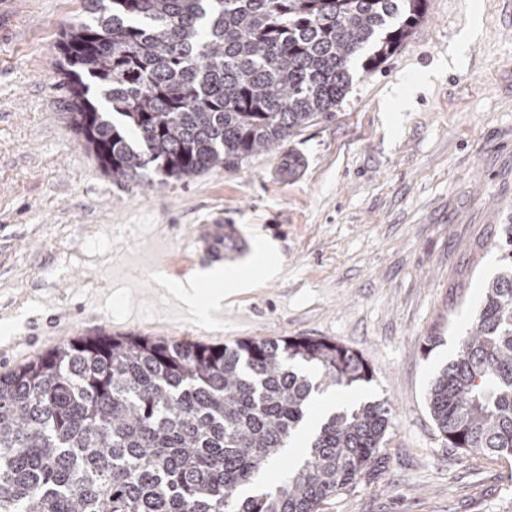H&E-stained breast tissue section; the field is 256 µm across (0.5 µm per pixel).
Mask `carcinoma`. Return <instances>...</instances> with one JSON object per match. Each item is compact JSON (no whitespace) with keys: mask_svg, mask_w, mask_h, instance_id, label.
Listing matches in <instances>:
<instances>
[{"mask_svg":"<svg viewBox=\"0 0 512 512\" xmlns=\"http://www.w3.org/2000/svg\"><path fill=\"white\" fill-rule=\"evenodd\" d=\"M64 34L68 120L112 180L234 168L335 115L428 0H86ZM455 358L428 393L448 447L512 456V224ZM371 380L310 336L212 345L76 337L0 373V512H321L385 447L390 406L325 418L281 485L241 498L311 397Z\"/></svg>","mask_w":512,"mask_h":512,"instance_id":"1","label":"carcinoma"}]
</instances>
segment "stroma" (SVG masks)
Segmentation results:
<instances>
[{"label":"stroma","mask_w":512,"mask_h":512,"mask_svg":"<svg viewBox=\"0 0 512 512\" xmlns=\"http://www.w3.org/2000/svg\"><path fill=\"white\" fill-rule=\"evenodd\" d=\"M481 29L449 56L469 14ZM83 0H0V372L106 332L233 344L328 338L370 381L341 405L392 407L386 446L322 512H512V457L450 448L427 404L512 222V0H428L423 23L371 72L354 68L333 118L239 168L113 182L65 116L57 45ZM287 178H279L288 162ZM254 245L233 267L280 272L176 321L162 279L195 271L194 225Z\"/></svg>","instance_id":"obj_1"}]
</instances>
